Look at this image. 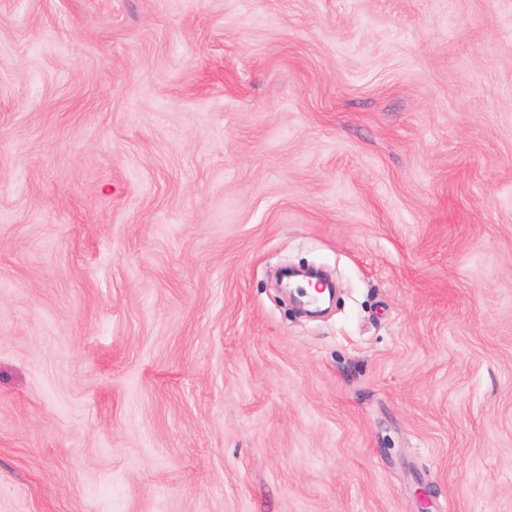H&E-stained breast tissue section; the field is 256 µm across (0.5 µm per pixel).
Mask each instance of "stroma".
<instances>
[{
  "instance_id": "stroma-1",
  "label": "stroma",
  "mask_w": 512,
  "mask_h": 512,
  "mask_svg": "<svg viewBox=\"0 0 512 512\" xmlns=\"http://www.w3.org/2000/svg\"><path fill=\"white\" fill-rule=\"evenodd\" d=\"M0 512H512V0H0Z\"/></svg>"
}]
</instances>
